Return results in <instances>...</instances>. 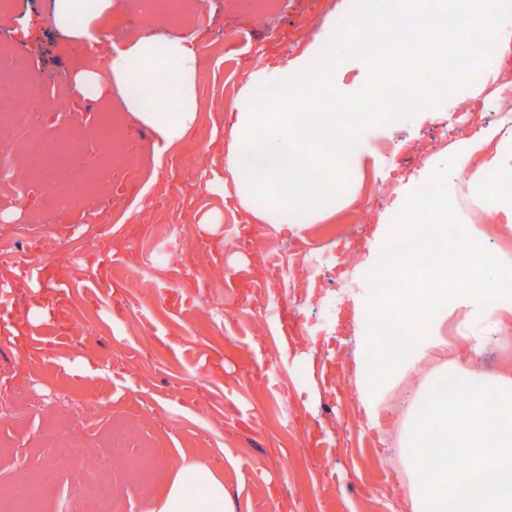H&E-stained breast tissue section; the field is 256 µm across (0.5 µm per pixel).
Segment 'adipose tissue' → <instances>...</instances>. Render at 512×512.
<instances>
[{"instance_id":"ef3b65f1","label":"adipose tissue","mask_w":512,"mask_h":512,"mask_svg":"<svg viewBox=\"0 0 512 512\" xmlns=\"http://www.w3.org/2000/svg\"><path fill=\"white\" fill-rule=\"evenodd\" d=\"M81 3L55 0V24L75 44L101 50V64L95 70L75 69L68 86L85 101L104 102L120 94L124 111L152 131L157 153L179 146L198 114L197 34L170 39L148 29L126 47L106 48L101 20L111 14L112 0H97L92 12L82 11ZM418 14L435 32L439 47H447L449 33L465 18L480 35L481 53L512 48V21L503 19L497 0H362L356 19L394 30L405 28ZM401 61L407 75L426 85L424 111H451L439 94L448 83V69L430 72L427 58L414 54ZM369 62L360 44L331 23L299 54L271 59L252 71L235 105L236 119L223 130L225 171L211 174L207 190L234 199L248 223L268 224L278 231L329 218L337 205L352 204V182L369 153V130L393 127L399 119L391 106L362 111L379 84V72L369 69ZM351 70L358 73L353 87L343 82ZM461 165L457 154H448L433 181L410 186L402 203L378 224V249H388L400 225L410 223L424 206L447 216L443 189L457 179ZM474 181L498 223L512 230V146L500 145L486 154ZM258 198L264 201L259 208L253 205ZM459 247L449 239L444 221L422 238L406 242L405 269L418 274L420 286L406 289L405 295L407 300L419 297L425 311L404 338L412 359L390 354L356 365L358 399L371 427H379L389 392L369 387L367 376L399 385L416 364L446 351L441 328L451 316L458 320L460 343L479 353L486 336L474 332L472 322L512 314V263L498 256H480L482 271L492 272V279L449 287L448 259ZM420 403L428 413L416 420V437L403 463L422 512H450L453 504L457 512H512V376L487 379L444 360L425 377ZM425 448L443 460L460 457L466 465L451 471L443 464L424 473ZM192 485L201 489L206 512H229L223 478L203 462L183 467L164 499L149 503L148 512H192L185 498Z\"/></svg>"}]
</instances>
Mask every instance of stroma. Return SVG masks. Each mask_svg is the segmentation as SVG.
Listing matches in <instances>:
<instances>
[{"label": "stroma", "mask_w": 512, "mask_h": 512, "mask_svg": "<svg viewBox=\"0 0 512 512\" xmlns=\"http://www.w3.org/2000/svg\"><path fill=\"white\" fill-rule=\"evenodd\" d=\"M53 0H13L0 16V37L16 15L29 20L17 51L28 71L49 79L39 121L52 135L80 132L95 103L58 107L52 80L78 62L52 20ZM200 13L199 117L183 146L156 154L149 129L124 122L145 178L132 184L118 214L62 234L46 213L33 235L0 222V248L30 270L14 283L0 264V302L15 315L33 314L27 334L0 336V485L19 472L39 477V512H73L87 458L113 429L134 435L126 455L149 451L160 465L148 485L126 481L114 461L118 512H147L179 471L194 460L224 479L235 512H415L399 466L404 424L426 365L392 390L381 428L367 424L354 383L356 359H372L357 307L370 282L346 259L368 257L377 222L421 181L423 163L438 164L449 148L493 126L512 99L484 85L478 111L463 119L404 113L390 130L373 133L357 178L356 202L298 232L248 224L239 210L205 188L222 168L226 118L257 62L301 52L331 20L338 0H197ZM252 31L227 54L225 34ZM149 186L141 194V186ZM468 196L448 223L512 261V231L497 224L471 179L448 189ZM222 223H208L214 212ZM324 247L326 268L307 277V253ZM340 294L338 306L326 303ZM480 355L459 347L461 367L512 374V315L491 319Z\"/></svg>", "instance_id": "stroma-1"}]
</instances>
